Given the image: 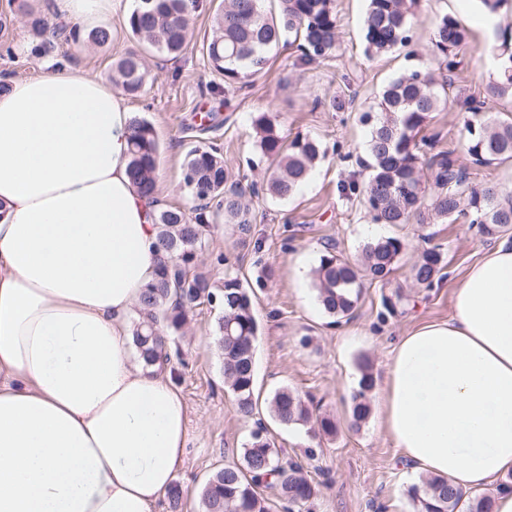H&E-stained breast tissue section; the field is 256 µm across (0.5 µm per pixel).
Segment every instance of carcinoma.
Wrapping results in <instances>:
<instances>
[{"mask_svg": "<svg viewBox=\"0 0 512 512\" xmlns=\"http://www.w3.org/2000/svg\"><path fill=\"white\" fill-rule=\"evenodd\" d=\"M127 19L130 36L146 49L177 57L189 35L198 0H137ZM264 0H224L203 53L211 70L224 77V87L246 83L261 74L268 54L290 35L297 42L298 58L308 64L335 57L339 47L333 0H277L274 12ZM416 0H369L363 23L366 51L374 54L405 47ZM469 38L467 28L454 15L439 17L434 33L432 66L409 70L391 81L377 101L361 111L359 121L369 128L368 178L362 188L355 182L341 185L357 192L366 214L375 224H424L426 214L453 224L463 220L487 239L512 232V193L494 185H478L453 150L435 149L436 137L422 135L430 114L439 111L442 98L435 71L453 73L457 57ZM85 41L102 47L112 41L107 27L90 30ZM496 74L484 96L462 101L461 137L472 164L489 166L512 161V122L494 118L487 109L490 98L512 100V28L496 32L490 48ZM112 81L131 96L149 81L145 57L130 51L112 64ZM259 131L260 156L269 161L265 191L276 199L293 195L325 157L322 143L307 135L287 140L276 117L261 112L254 120ZM129 172L144 195L156 188L160 150L152 124L132 121ZM433 191L426 193L424 177ZM183 183L195 202L193 213L165 208L157 213L160 250L155 278L144 290L133 322V345L147 366L169 358L175 335L187 321L189 310L200 304L219 309L215 344L224 362V387L245 417L253 415L254 357L260 325L253 310L254 290L234 276L216 287L198 270V251L211 235L213 221L224 216L239 233H250L251 217L244 194L230 181L224 157L212 148L195 145L187 151ZM406 247L400 237H385L365 245L354 260L327 252L315 269L317 299L336 321L351 319L364 283L386 285ZM445 261L440 248L423 250L412 267L413 280L430 288L443 278ZM410 299L399 289L383 299L382 321ZM375 380L367 363L361 364L359 388L351 401V425L359 426L371 413L370 392ZM272 417L282 426H306L315 437L336 435V421L324 414L313 417L310 403L296 391L282 387L269 401ZM263 425L251 433L242 460L214 470L201 488L202 512H283L311 505L319 488L308 478L301 461L288 456L264 434ZM413 512H492V499L464 494L448 479L431 477L408 490Z\"/></svg>", "mask_w": 512, "mask_h": 512, "instance_id": "carcinoma-1", "label": "carcinoma"}]
</instances>
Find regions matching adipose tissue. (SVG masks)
<instances>
[{
  "mask_svg": "<svg viewBox=\"0 0 512 512\" xmlns=\"http://www.w3.org/2000/svg\"><path fill=\"white\" fill-rule=\"evenodd\" d=\"M117 0H52L101 25ZM133 116L80 67L0 93V512H158L188 411L130 318L160 257V197L129 173ZM381 424L464 492L512 471V242L468 270L448 319L393 348Z\"/></svg>",
  "mask_w": 512,
  "mask_h": 512,
  "instance_id": "1",
  "label": "adipose tissue"
}]
</instances>
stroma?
<instances>
[{"label": "stroma", "instance_id": "obj_1", "mask_svg": "<svg viewBox=\"0 0 512 512\" xmlns=\"http://www.w3.org/2000/svg\"><path fill=\"white\" fill-rule=\"evenodd\" d=\"M24 3L38 13L48 11L49 0H0V81L48 74L63 66H80L105 78L113 61L136 47L126 30L135 0H121L106 19L113 31L107 47L62 40L47 56L36 50L39 40L20 9ZM335 5L340 21L335 58L303 64L295 47L283 42L271 53L264 73L243 87L228 89L210 70L202 51L223 3L201 0L184 51L175 59L149 58L151 79L144 92L126 98L134 116L147 118L155 129L160 144L157 190L164 194L165 205L192 209L194 202L182 186L185 156L201 115L215 107L220 110V126L204 135L202 143L223 153L233 180L249 191L248 241H241L236 227L216 224L200 259L215 284L231 274L255 286L254 310L261 325L255 356L257 407L253 418L243 417L224 389L223 360L213 342L218 310L207 305L192 309L185 334L178 339L181 354L173 360L175 385L190 422L188 455L175 476L183 491L182 512H201L199 491L205 480L216 468L239 461L259 423L277 447L304 459L311 478L319 483L312 512H411L408 490L421 482L423 470L404 461L401 449L383 430L379 412H371L359 428L350 426V396L361 376L359 361H370L375 377L372 400L380 402L396 338L422 324L447 320L457 284L494 246L460 222L370 223L358 198H345L338 185L353 177L366 179L359 159L366 153L368 129L357 120L360 111L407 68L429 62L434 25L447 12L469 29L470 38L459 55L447 102L425 132L440 134V148H457L462 114L456 100L482 95L494 76L487 47L497 27H479L483 11L477 0H468L462 10L453 0H418L408 51L370 57L362 39L367 0H335ZM335 96L348 100L345 111L327 108ZM267 111L275 113L287 138L311 135L327 150L310 183L286 200L260 191L267 166L258 160L253 120ZM387 236L406 240L390 284L365 285L354 316L332 324L314 289L321 256L332 249L352 260L365 244ZM435 245L444 254L446 276L432 289L416 287L412 265L423 249ZM398 285L413 295L414 306L399 307L386 322H379L383 297L392 295ZM284 386L333 415L336 436L313 439L305 428L277 424L268 401ZM310 448L315 451L311 459L306 456Z\"/></svg>", "mask_w": 512, "mask_h": 512}]
</instances>
